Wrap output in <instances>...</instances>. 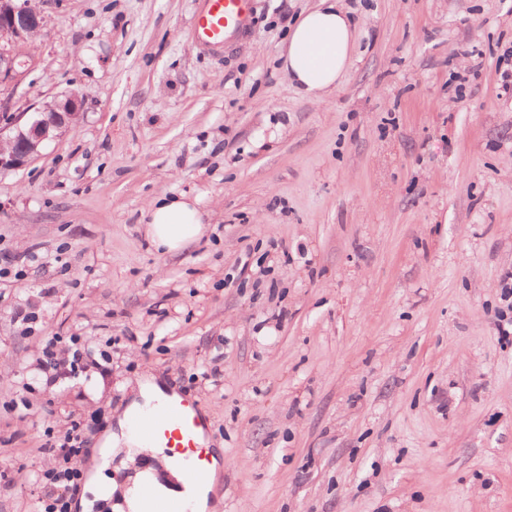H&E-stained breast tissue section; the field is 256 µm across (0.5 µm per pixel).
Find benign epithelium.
<instances>
[{
  "instance_id": "obj_1",
  "label": "benign epithelium",
  "mask_w": 512,
  "mask_h": 512,
  "mask_svg": "<svg viewBox=\"0 0 512 512\" xmlns=\"http://www.w3.org/2000/svg\"><path fill=\"white\" fill-rule=\"evenodd\" d=\"M44 25L42 12L28 0H0V82L19 76L20 53L16 44L39 33ZM81 108L78 95L44 106L27 121L20 115L7 116L0 125V169L19 168L38 154L41 145L65 134L76 122Z\"/></svg>"
}]
</instances>
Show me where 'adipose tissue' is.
<instances>
[{"mask_svg":"<svg viewBox=\"0 0 512 512\" xmlns=\"http://www.w3.org/2000/svg\"><path fill=\"white\" fill-rule=\"evenodd\" d=\"M354 45L355 25L347 12L337 0H320L293 27L281 55L282 67L306 97L320 103L339 86ZM198 204V199L187 195L151 201L145 233L153 245L175 253L201 238L205 226ZM169 401V396L152 380H145L125 419L120 420L118 431L110 436L109 445L126 446L131 455L143 450V443L131 428V417Z\"/></svg>","mask_w":512,"mask_h":512,"instance_id":"obj_1","label":"adipose tissue"}]
</instances>
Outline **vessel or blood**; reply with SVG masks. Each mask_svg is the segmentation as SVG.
<instances>
[{
	"mask_svg": "<svg viewBox=\"0 0 512 512\" xmlns=\"http://www.w3.org/2000/svg\"><path fill=\"white\" fill-rule=\"evenodd\" d=\"M256 23L254 0H200L191 24L195 45L204 49L228 47L230 41L245 36ZM134 428L140 439L150 445L175 449L189 459L184 477L191 483L206 482L209 469L202 462L200 438L205 432L193 401L184 399L138 416ZM146 512H189L184 500L161 497L152 484L140 487Z\"/></svg>",
	"mask_w": 512,
	"mask_h": 512,
	"instance_id": "1",
	"label": "vessel or blood"
}]
</instances>
